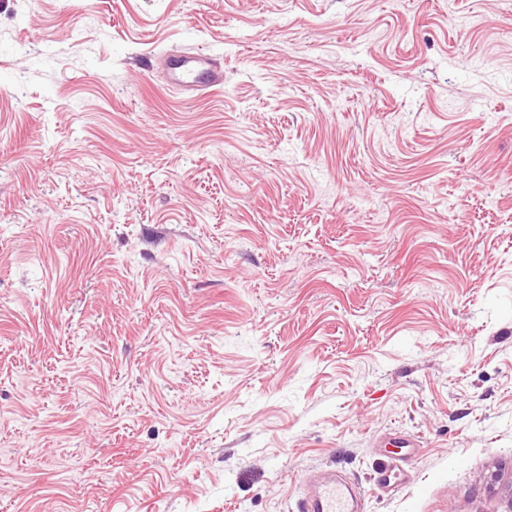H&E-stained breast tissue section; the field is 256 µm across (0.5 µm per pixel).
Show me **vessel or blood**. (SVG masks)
Listing matches in <instances>:
<instances>
[{
  "mask_svg": "<svg viewBox=\"0 0 512 512\" xmlns=\"http://www.w3.org/2000/svg\"><path fill=\"white\" fill-rule=\"evenodd\" d=\"M170 84L199 92L224 83V62L215 55L192 50L173 51L161 63ZM352 486L334 479L317 480L313 492L300 499L296 512H354Z\"/></svg>",
  "mask_w": 512,
  "mask_h": 512,
  "instance_id": "1",
  "label": "vessel or blood"
}]
</instances>
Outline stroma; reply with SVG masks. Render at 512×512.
<instances>
[{
  "label": "stroma",
  "instance_id": "obj_1",
  "mask_svg": "<svg viewBox=\"0 0 512 512\" xmlns=\"http://www.w3.org/2000/svg\"><path fill=\"white\" fill-rule=\"evenodd\" d=\"M177 45L223 85L170 88ZM315 472L504 508L512 0H0V512Z\"/></svg>",
  "mask_w": 512,
  "mask_h": 512
}]
</instances>
